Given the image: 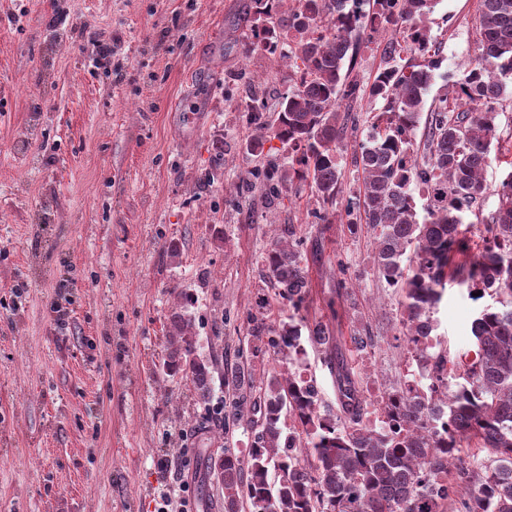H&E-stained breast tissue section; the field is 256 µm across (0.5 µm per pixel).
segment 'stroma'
Here are the masks:
<instances>
[{"label": "stroma", "mask_w": 512, "mask_h": 512, "mask_svg": "<svg viewBox=\"0 0 512 512\" xmlns=\"http://www.w3.org/2000/svg\"><path fill=\"white\" fill-rule=\"evenodd\" d=\"M479 0H436L440 42L430 97L478 42ZM118 37L109 68L76 29ZM252 0H0V512H157L161 488L218 512L206 468L224 431V362L263 296L272 224H293L308 259L309 320L368 395L403 381L398 295L377 279L368 235L317 224L308 192L270 220L243 199L245 80L284 90L248 36ZM177 253H170V244ZM214 360L208 404L164 375L177 292ZM477 311L448 286L434 343L472 347ZM368 324L374 353L350 338ZM167 470H159L158 460Z\"/></svg>", "instance_id": "1"}]
</instances>
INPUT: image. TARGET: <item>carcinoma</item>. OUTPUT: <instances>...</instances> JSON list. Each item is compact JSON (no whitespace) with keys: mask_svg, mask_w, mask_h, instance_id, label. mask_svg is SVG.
I'll use <instances>...</instances> for the list:
<instances>
[{"mask_svg":"<svg viewBox=\"0 0 512 512\" xmlns=\"http://www.w3.org/2000/svg\"><path fill=\"white\" fill-rule=\"evenodd\" d=\"M254 2L268 25L251 38L286 61L289 76L273 110L251 88L242 111L247 149L261 156L276 140L288 162L274 173L254 169L250 190L267 211L306 186L317 223L370 232L377 275L400 296L399 335L410 357L426 363V382L365 394L336 356L328 324L300 315L310 299L308 264L295 225H274L260 280L292 315L270 320L264 300L248 317L247 354L274 366L258 377L240 367L224 375V430L242 428L248 447L208 459L223 512H512V172L492 190L486 181L494 157L512 153L496 110L512 98V0H480L478 52L430 104L439 54L422 21L435 0ZM380 33L382 63L364 86L352 76L356 56ZM365 97L377 107L362 122L354 105ZM351 141L362 180L346 194L341 161ZM418 194L427 201L423 223ZM466 214L484 223L479 245L460 230ZM448 283L493 299L472 322L473 349L458 357L425 344ZM187 304L180 298L171 315L163 371L189 378L205 404L214 365L198 347ZM350 341L360 354L374 346L366 325ZM308 345L333 377L334 407L299 363ZM473 443L479 453L456 465Z\"/></svg>","mask_w":512,"mask_h":512,"instance_id":"1","label":"carcinoma"}]
</instances>
